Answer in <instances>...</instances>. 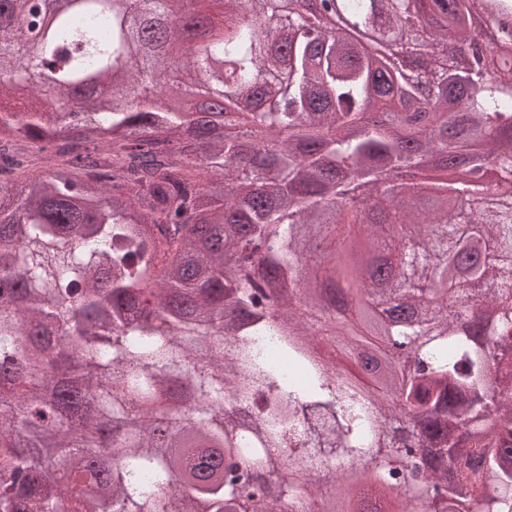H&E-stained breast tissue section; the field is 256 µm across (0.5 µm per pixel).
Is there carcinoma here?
I'll return each mask as SVG.
<instances>
[{
	"instance_id": "1",
	"label": "carcinoma",
	"mask_w": 512,
	"mask_h": 512,
	"mask_svg": "<svg viewBox=\"0 0 512 512\" xmlns=\"http://www.w3.org/2000/svg\"><path fill=\"white\" fill-rule=\"evenodd\" d=\"M221 2L173 55L183 0H0V99L26 30L53 97L0 103V512H512V70L475 26L512 0ZM323 273L360 308L327 345L409 371L312 356Z\"/></svg>"
}]
</instances>
